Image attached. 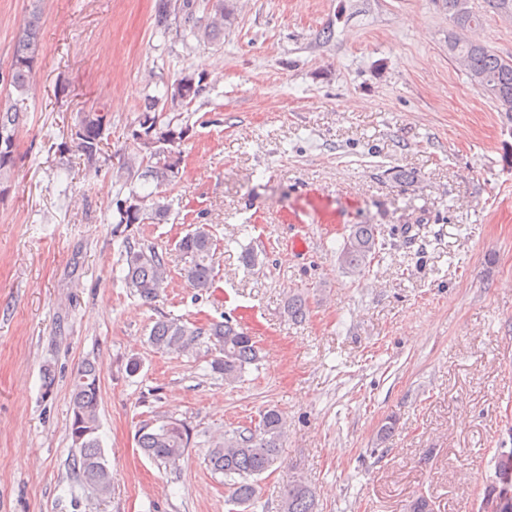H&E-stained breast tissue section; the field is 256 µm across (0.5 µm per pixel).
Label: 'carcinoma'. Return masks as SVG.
I'll return each mask as SVG.
<instances>
[{
  "label": "carcinoma",
  "mask_w": 512,
  "mask_h": 512,
  "mask_svg": "<svg viewBox=\"0 0 512 512\" xmlns=\"http://www.w3.org/2000/svg\"><path fill=\"white\" fill-rule=\"evenodd\" d=\"M452 28L448 30V57L456 62L483 94L490 97L501 112L512 115V59L497 54L488 45L464 37V32L483 25V16L472 10L470 0H444ZM199 0H156L155 27L166 31L172 20H183L190 35L203 44H212L224 34V0H216L209 14L199 17ZM42 13L33 9L16 36L9 85L25 99L35 86V65L40 52ZM204 76L185 71L162 96L144 100L131 131L134 157L124 162L128 197L119 203L118 224H143L147 219L162 221L168 205L161 202L162 187L171 184L182 171L183 145L191 137L192 127L179 116H169L167 107L190 108L203 94ZM110 125L107 112L100 109L79 112L71 138L88 164H95L103 154V137ZM20 127L17 105L0 107V185L16 163V140ZM124 277L126 286L146 302L157 299L168 281V264L152 245L132 243L125 238ZM184 265L181 275L199 292L213 287L215 249L207 224H197L177 243ZM378 229L373 224H355L344 238L336 260L342 272L356 280L370 271L378 257ZM285 314L292 320L306 316L308 304L301 294L288 297ZM207 336L218 349L211 362L213 373L224 383L238 382L248 366L259 360L255 337L239 322L229 317L191 329L178 318L163 316L155 321L149 343L162 353H177L191 345L194 337ZM100 366L87 361L78 369L72 384L69 431L79 456L73 459L77 475L99 496L112 492V473L98 435V410L101 396ZM286 437L283 413L270 406L260 414L258 424L237 429L224 436V442L210 450L208 463L224 474L229 489L228 502L250 509L258 498L256 477L269 471L280 459ZM137 445L154 461L177 466L189 447V430L178 420H167L157 427L144 425ZM316 492L304 475L296 471L281 492V512H316Z\"/></svg>",
  "instance_id": "1"
}]
</instances>
